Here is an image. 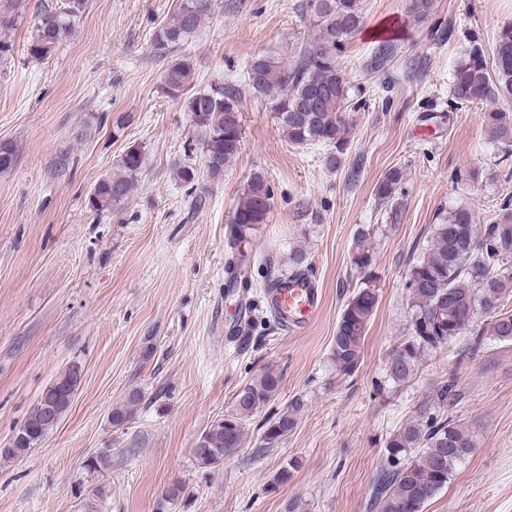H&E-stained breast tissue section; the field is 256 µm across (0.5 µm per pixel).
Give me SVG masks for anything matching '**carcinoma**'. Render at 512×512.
I'll list each match as a JSON object with an SVG mask.
<instances>
[{"label":"carcinoma","mask_w":512,"mask_h":512,"mask_svg":"<svg viewBox=\"0 0 512 512\" xmlns=\"http://www.w3.org/2000/svg\"><path fill=\"white\" fill-rule=\"evenodd\" d=\"M86 0H68L57 9L46 4L30 30L28 53L35 59L50 58L72 35V21L85 8ZM317 18L314 44L287 64L271 55H259L248 65L245 83L250 91L270 105L288 143H321L334 147L326 158L332 168L345 143L346 112L355 109L349 81L341 71L339 54L345 42L364 27L360 0H309ZM211 0H180L173 19L153 38L158 57L167 60L161 82L167 96L187 97L186 108L194 127L203 134V172L210 177L224 174L244 148L241 117L242 91L235 81L187 95L192 70L188 61L174 52L196 37L208 15ZM436 0H408V14L424 23L435 13ZM398 54L393 39L374 43L366 69H386ZM498 96L512 98V24L501 27L491 53L471 37L467 56L451 77L454 108L486 103ZM487 139L494 145L512 146V113L490 109L483 113ZM141 150L131 146L123 155L119 171L98 180L90 197L97 211L121 205L134 189V178L143 167ZM402 179L401 172H388L376 187V195L390 201ZM272 195L264 178L256 174L238 202L231 220V237L241 243L265 223ZM512 254V206L492 217L477 231L470 208L457 206L433 225L430 244L423 258L408 271L405 288L413 308L411 336L389 357L386 372L395 383L412 379L421 357L432 350L459 343L458 352L480 346L482 329L478 315L493 317L490 330L499 340L512 341V314L504 310L503 295L512 283L507 257ZM351 264L358 283L344 305L333 337L332 360L337 370L350 377L363 360L367 325L376 309L378 291L373 259L363 240H358ZM81 369L72 365L62 372L16 434L9 455H21L36 447L69 410L80 382ZM280 375L269 369L237 394L234 408L224 414L198 440L194 458L201 467L213 466L236 455L246 443V421L268 404L280 386ZM138 394L125 406L112 409L111 423L121 428L132 420ZM300 400L259 425V447L277 448L296 425ZM476 447L475 435L451 419L429 417L425 423L408 421L386 443L388 465L378 473L371 489L370 506L378 512H423L448 481L456 467Z\"/></svg>","instance_id":"carcinoma-1"}]
</instances>
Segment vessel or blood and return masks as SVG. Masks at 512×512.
<instances>
[{
	"label": "vessel or blood",
	"mask_w": 512,
	"mask_h": 512,
	"mask_svg": "<svg viewBox=\"0 0 512 512\" xmlns=\"http://www.w3.org/2000/svg\"><path fill=\"white\" fill-rule=\"evenodd\" d=\"M267 303L284 331H297L319 313L322 295L314 280L305 276L270 289Z\"/></svg>",
	"instance_id": "obj_1"
}]
</instances>
